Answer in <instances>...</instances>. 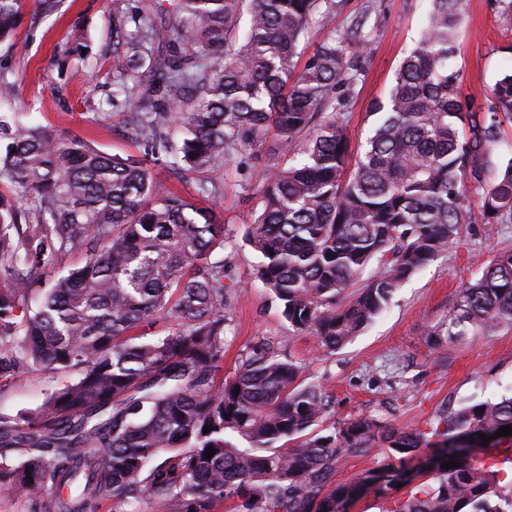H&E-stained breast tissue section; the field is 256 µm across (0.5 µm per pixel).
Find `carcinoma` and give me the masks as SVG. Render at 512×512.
<instances>
[{"label":"carcinoma","mask_w":512,"mask_h":512,"mask_svg":"<svg viewBox=\"0 0 512 512\" xmlns=\"http://www.w3.org/2000/svg\"><path fill=\"white\" fill-rule=\"evenodd\" d=\"M21 0H0V40ZM336 0H124L112 27V109L139 154L101 151L21 118L0 120V381L41 368L70 376L35 411L0 416V495L38 493L34 512H347L367 483L390 484L423 448L434 483L393 512H512V479L450 442L512 426V396L439 415L432 436L375 419L331 422V397L268 344L223 374L229 330L220 188L199 207L149 163L207 173L270 132L297 156L268 161L249 231L256 277L288 325L344 347L400 282L448 253L469 187L484 224L512 223V157L494 160L512 122V68L484 107L464 103L449 67L462 0H430L376 124L351 154L345 111L364 71L369 17L330 34L296 70L299 45ZM35 205L34 218L19 206ZM73 251L83 265L33 284ZM377 259L382 274L350 295ZM160 324L152 336L140 331ZM512 325V252L461 290L431 345ZM210 432H203L204 426ZM251 443L240 448L235 437ZM388 444L392 462L332 486L341 455ZM215 454L206 458L207 449ZM460 466L446 470L443 463Z\"/></svg>","instance_id":"1"}]
</instances>
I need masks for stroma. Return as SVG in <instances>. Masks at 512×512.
<instances>
[{"label":"stroma","mask_w":512,"mask_h":512,"mask_svg":"<svg viewBox=\"0 0 512 512\" xmlns=\"http://www.w3.org/2000/svg\"><path fill=\"white\" fill-rule=\"evenodd\" d=\"M113 6V0H60L46 15L38 0H22L15 37L0 44V74L15 81V99L32 106L33 122L110 154L134 153L138 146L124 131L122 114L100 109L112 94ZM428 7V0H342L332 23L316 22L301 43L302 57H309L329 31L370 17L364 75L342 114L352 150L373 126L371 102L388 96L400 63L421 38ZM463 11L450 64L461 73L463 97L479 106L500 72L512 67V0H463ZM280 151L272 136L208 175L223 188L224 258L231 266L225 374L241 354L267 342L301 367L303 379L321 381L336 421L372 418L400 431L426 432L442 412L512 395V327L438 348L430 342L431 331L446 327L459 291L489 259L512 251V224L468 225L446 256L405 280L371 325L332 352L316 336L289 327L277 300L256 280L260 256L245 240L258 202V172ZM67 380L43 370L14 378L0 388V415L38 407Z\"/></svg>","instance_id":"obj_1"}]
</instances>
